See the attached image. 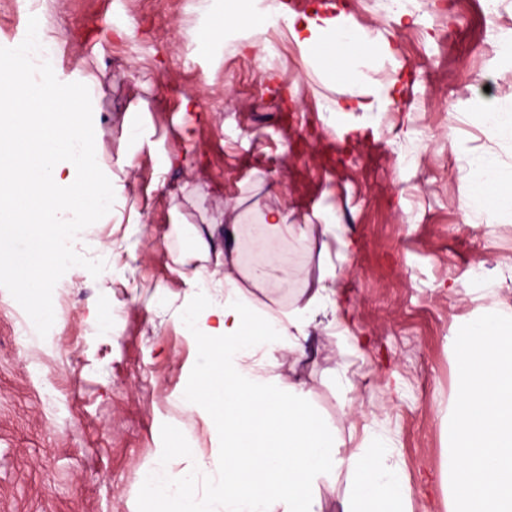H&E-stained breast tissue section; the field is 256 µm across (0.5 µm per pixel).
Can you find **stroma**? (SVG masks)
<instances>
[{"instance_id": "stroma-1", "label": "stroma", "mask_w": 512, "mask_h": 512, "mask_svg": "<svg viewBox=\"0 0 512 512\" xmlns=\"http://www.w3.org/2000/svg\"><path fill=\"white\" fill-rule=\"evenodd\" d=\"M499 5L491 16L483 0H414L400 17L385 0H307L304 15H344L380 46L346 85L283 28L251 50L209 49L198 0H42L59 79L100 70L93 126L115 206L71 242L106 268L62 276L55 335L18 334V303L0 288V512H144L143 473L174 439L189 450L172 453L174 468L193 465L205 494L219 450L181 407L201 347L179 314L192 271L215 269L225 225L270 207L309 227L307 243H287L291 268L329 257L348 296L336 327L279 373L302 381L347 449L369 432L391 440L411 512H449L454 340L485 294L512 308V213L469 205L475 159L512 178V143L481 121L512 98V55L499 50L512 0ZM136 122L148 132L138 145L126 137ZM129 152L133 168L120 167ZM166 154L179 161L164 169ZM184 225L210 254L183 259ZM304 287L244 290L284 312ZM107 299L113 317L91 334Z\"/></svg>"}]
</instances>
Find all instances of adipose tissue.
Listing matches in <instances>:
<instances>
[{"label":"adipose tissue","mask_w":512,"mask_h":512,"mask_svg":"<svg viewBox=\"0 0 512 512\" xmlns=\"http://www.w3.org/2000/svg\"><path fill=\"white\" fill-rule=\"evenodd\" d=\"M282 19L300 47L322 52L334 80L351 82L352 61L378 51L368 34L338 19L300 20L289 11ZM471 179L473 208L512 210V186H504L492 159L476 160ZM260 224L252 245L270 255L287 237L306 236L278 210H269ZM335 281V267L319 262L313 291L275 313L251 302L233 277L218 278L205 267L194 272L180 323L203 352L181 402L221 436L224 457L203 500L192 493V469L176 471L160 459L143 475L149 512H319L318 480L339 476L347 479L342 512H410L391 444L379 438L345 451L339 431L322 419L303 385L275 371L279 359L303 356L319 317L340 315Z\"/></svg>","instance_id":"ef3b65f1"}]
</instances>
